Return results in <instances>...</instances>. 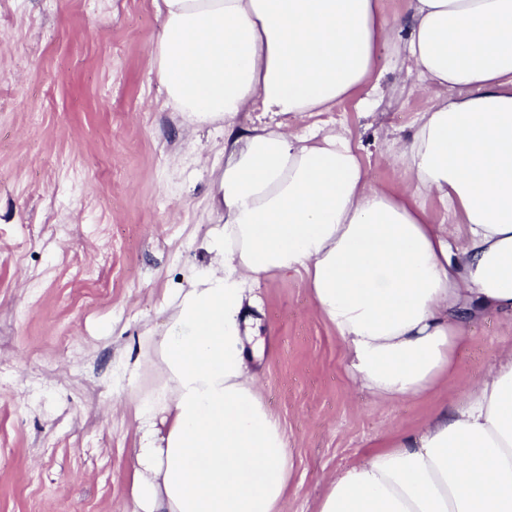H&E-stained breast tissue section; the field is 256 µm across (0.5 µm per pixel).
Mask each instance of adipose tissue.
Returning <instances> with one entry per match:
<instances>
[{"label":"adipose tissue","instance_id":"1","mask_svg":"<svg viewBox=\"0 0 512 512\" xmlns=\"http://www.w3.org/2000/svg\"><path fill=\"white\" fill-rule=\"evenodd\" d=\"M150 71L187 127L224 124L208 255L140 341L132 512H287L293 461L264 402L251 315L267 278L300 275L348 368L379 401L455 370L468 327L512 320V0H153ZM403 47L432 90L372 184L346 128L242 127L244 112L330 111ZM434 200L442 219L429 214ZM316 512H512V349L422 427L328 478Z\"/></svg>","mask_w":512,"mask_h":512}]
</instances>
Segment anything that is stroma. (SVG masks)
Masks as SVG:
<instances>
[{
  "mask_svg": "<svg viewBox=\"0 0 512 512\" xmlns=\"http://www.w3.org/2000/svg\"><path fill=\"white\" fill-rule=\"evenodd\" d=\"M157 29L152 0H0V512L131 509L134 404L157 376L124 369L204 261L224 163L220 124L190 133L164 106L149 67ZM377 55L351 98L282 121L347 127L373 184L392 189L402 173L384 153L431 97L392 47ZM257 294L259 384L294 464L288 512H314L329 475L418 428L512 346V323L486 313L453 378L426 399L380 403L351 384L299 276Z\"/></svg>",
  "mask_w": 512,
  "mask_h": 512,
  "instance_id": "obj_1",
  "label": "stroma"
}]
</instances>
